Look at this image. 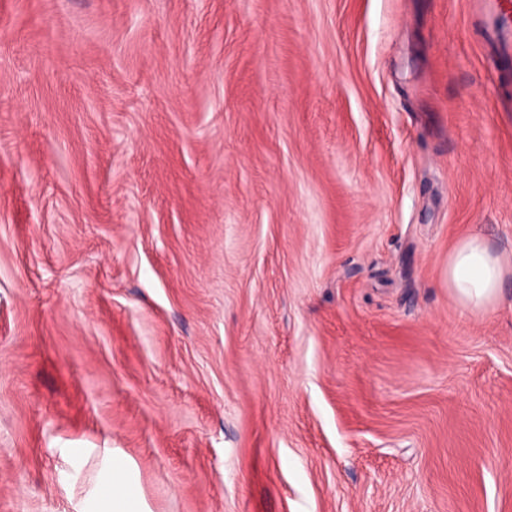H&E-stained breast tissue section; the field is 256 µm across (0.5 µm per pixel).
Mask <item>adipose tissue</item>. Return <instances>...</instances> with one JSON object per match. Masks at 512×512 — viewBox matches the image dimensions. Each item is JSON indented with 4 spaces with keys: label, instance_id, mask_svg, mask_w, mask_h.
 <instances>
[{
    "label": "adipose tissue",
    "instance_id": "adipose-tissue-1",
    "mask_svg": "<svg viewBox=\"0 0 512 512\" xmlns=\"http://www.w3.org/2000/svg\"><path fill=\"white\" fill-rule=\"evenodd\" d=\"M505 273L502 258L477 234L460 241L448 257V287L456 300L474 313L498 301Z\"/></svg>",
    "mask_w": 512,
    "mask_h": 512
}]
</instances>
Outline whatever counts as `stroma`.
Instances as JSON below:
<instances>
[{
    "instance_id": "1",
    "label": "stroma",
    "mask_w": 512,
    "mask_h": 512,
    "mask_svg": "<svg viewBox=\"0 0 512 512\" xmlns=\"http://www.w3.org/2000/svg\"><path fill=\"white\" fill-rule=\"evenodd\" d=\"M476 2L0 0V512H512ZM505 273L503 259L478 234L460 241L448 257V287L456 300L473 313L498 301ZM103 497L107 500L109 510L105 512H141L140 503L129 486L127 468L120 462L112 466V497L107 490Z\"/></svg>"
}]
</instances>
